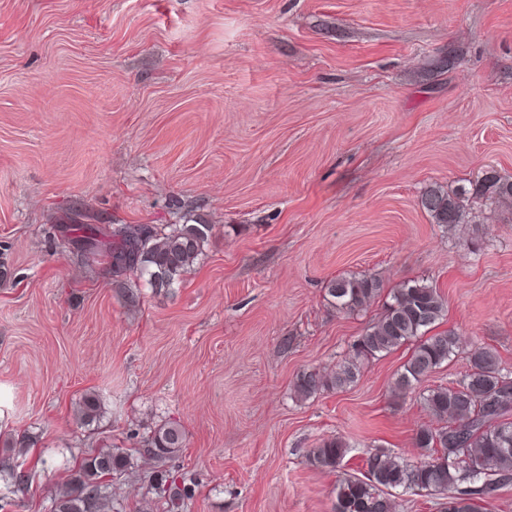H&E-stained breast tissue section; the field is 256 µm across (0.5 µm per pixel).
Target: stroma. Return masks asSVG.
I'll return each mask as SVG.
<instances>
[{"label":"stroma","mask_w":512,"mask_h":512,"mask_svg":"<svg viewBox=\"0 0 512 512\" xmlns=\"http://www.w3.org/2000/svg\"><path fill=\"white\" fill-rule=\"evenodd\" d=\"M489 169L512 178V0H0V464L29 476L0 479L4 512H49L106 447L131 462L114 512H163L169 470L186 512H332L370 449L420 459L431 418L392 391L407 348L342 390L294 382L381 314L330 304L361 274L436 286L440 329L512 372V208L454 233L419 204ZM77 208L213 230L157 290L61 246ZM168 421L186 446L158 460L143 440ZM329 437L338 473L306 463ZM104 414L99 397L96 394H86L77 407V417L84 425L99 421Z\"/></svg>","instance_id":"1"}]
</instances>
